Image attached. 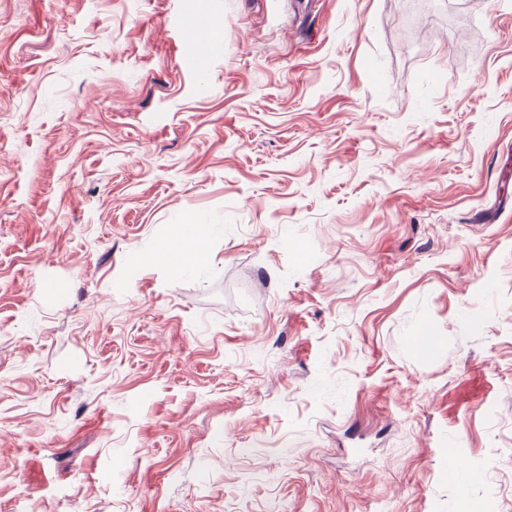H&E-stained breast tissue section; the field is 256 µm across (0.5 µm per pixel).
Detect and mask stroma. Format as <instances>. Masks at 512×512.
<instances>
[{"instance_id": "stroma-1", "label": "stroma", "mask_w": 512, "mask_h": 512, "mask_svg": "<svg viewBox=\"0 0 512 512\" xmlns=\"http://www.w3.org/2000/svg\"><path fill=\"white\" fill-rule=\"evenodd\" d=\"M467 497L512 512V0H0V512Z\"/></svg>"}]
</instances>
